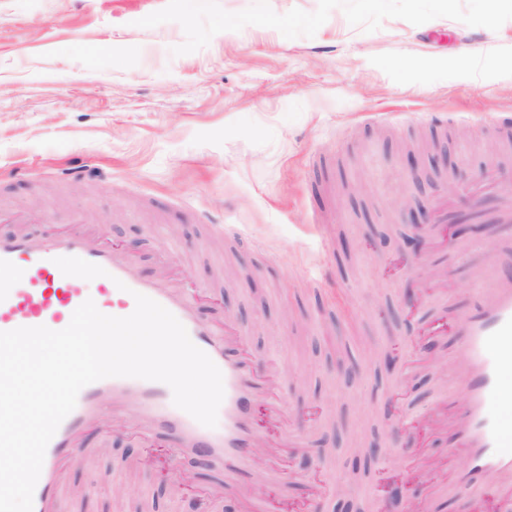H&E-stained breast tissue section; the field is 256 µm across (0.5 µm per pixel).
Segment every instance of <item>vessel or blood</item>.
<instances>
[{
	"mask_svg": "<svg viewBox=\"0 0 512 512\" xmlns=\"http://www.w3.org/2000/svg\"><path fill=\"white\" fill-rule=\"evenodd\" d=\"M77 257L101 266L94 289L83 288L79 278L64 275L55 260ZM486 297L483 306L458 316L459 340L452 361L464 377L466 397L455 406L450 429L468 464L447 485L449 496L478 497L496 492L512 501V280L500 275L495 261L478 272ZM143 294L170 311L186 328L192 342L218 366L224 398L216 427L197 422L173 403L171 388L162 382L110 377L85 386L74 410L62 421L49 442L33 495L32 512H66V468L86 458L80 438L98 425V410L111 402L113 416L134 406L145 435L177 440L194 460L219 464L228 486L249 475L257 440L253 412L268 399V373L250 368L237 349L245 336L223 323L207 324L198 317L191 289L159 277L142 278L136 261L105 243L92 225L73 221L64 232L34 235L24 218L0 232V331L18 327H67L73 312L93 300L100 312L125 317L135 309V294Z\"/></svg>",
	"mask_w": 512,
	"mask_h": 512,
	"instance_id": "obj_1",
	"label": "vessel or blood"
}]
</instances>
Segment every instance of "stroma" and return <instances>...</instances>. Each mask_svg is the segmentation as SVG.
<instances>
[{"label":"stroma","instance_id":"obj_1","mask_svg":"<svg viewBox=\"0 0 512 512\" xmlns=\"http://www.w3.org/2000/svg\"><path fill=\"white\" fill-rule=\"evenodd\" d=\"M465 46L490 72L434 69ZM506 112L512 9L490 20L479 0H0V211L38 214L41 231L80 214L137 253L175 244L200 317L224 314L276 366L306 436L278 486L258 471L247 488L275 512H387L397 480L407 512H512L434 494L464 462L438 426L463 398L449 324L482 302L488 250L512 278L498 248L512 224L451 240L401 205L433 214L446 196L492 215L497 195L460 189L491 167L512 175V137L490 129ZM136 429L129 415L85 432L97 454L69 466L68 512H201L223 484V468Z\"/></svg>","mask_w":512,"mask_h":512}]
</instances>
